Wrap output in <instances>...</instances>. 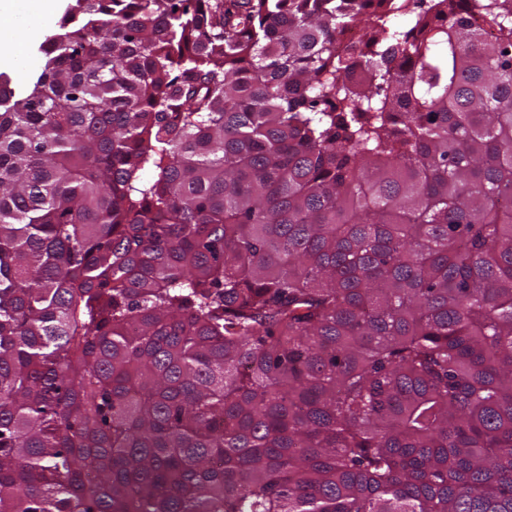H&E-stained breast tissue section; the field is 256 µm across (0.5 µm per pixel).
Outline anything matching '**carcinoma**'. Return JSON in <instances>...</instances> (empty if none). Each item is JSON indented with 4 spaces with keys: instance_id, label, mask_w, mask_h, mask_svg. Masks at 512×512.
<instances>
[{
    "instance_id": "obj_1",
    "label": "carcinoma",
    "mask_w": 512,
    "mask_h": 512,
    "mask_svg": "<svg viewBox=\"0 0 512 512\" xmlns=\"http://www.w3.org/2000/svg\"><path fill=\"white\" fill-rule=\"evenodd\" d=\"M470 2L75 0L0 82V512H512V0Z\"/></svg>"
}]
</instances>
